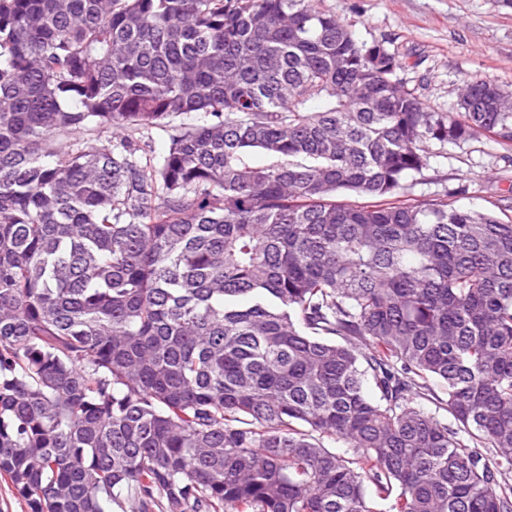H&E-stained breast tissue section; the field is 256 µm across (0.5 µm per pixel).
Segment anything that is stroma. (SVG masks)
Wrapping results in <instances>:
<instances>
[{"mask_svg":"<svg viewBox=\"0 0 512 512\" xmlns=\"http://www.w3.org/2000/svg\"><path fill=\"white\" fill-rule=\"evenodd\" d=\"M358 37L383 39L405 63L399 77L431 112H453L463 82L489 78L512 91V7L503 0H323ZM409 200L444 198L512 220V152L478 135L428 146Z\"/></svg>","mask_w":512,"mask_h":512,"instance_id":"35a3bbf8","label":"stroma"}]
</instances>
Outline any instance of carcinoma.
<instances>
[{"label": "carcinoma", "mask_w": 512, "mask_h": 512, "mask_svg": "<svg viewBox=\"0 0 512 512\" xmlns=\"http://www.w3.org/2000/svg\"><path fill=\"white\" fill-rule=\"evenodd\" d=\"M403 66L321 0H0L28 512H512V222L397 199L429 142L512 150V97Z\"/></svg>", "instance_id": "carcinoma-1"}]
</instances>
